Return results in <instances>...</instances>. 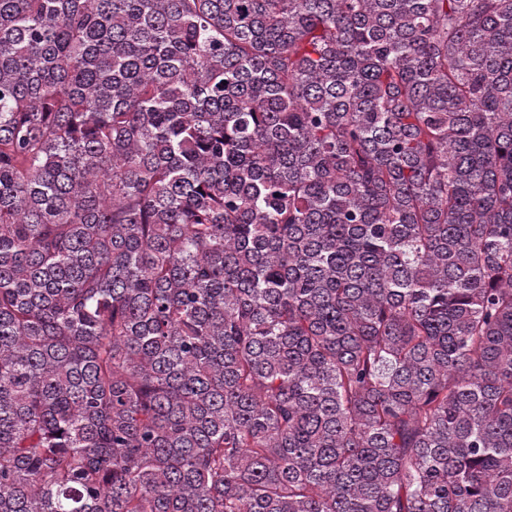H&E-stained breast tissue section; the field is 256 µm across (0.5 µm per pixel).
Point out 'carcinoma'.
Returning <instances> with one entry per match:
<instances>
[{
  "instance_id": "carcinoma-1",
  "label": "carcinoma",
  "mask_w": 512,
  "mask_h": 512,
  "mask_svg": "<svg viewBox=\"0 0 512 512\" xmlns=\"http://www.w3.org/2000/svg\"><path fill=\"white\" fill-rule=\"evenodd\" d=\"M0 512H512V0H0Z\"/></svg>"
}]
</instances>
